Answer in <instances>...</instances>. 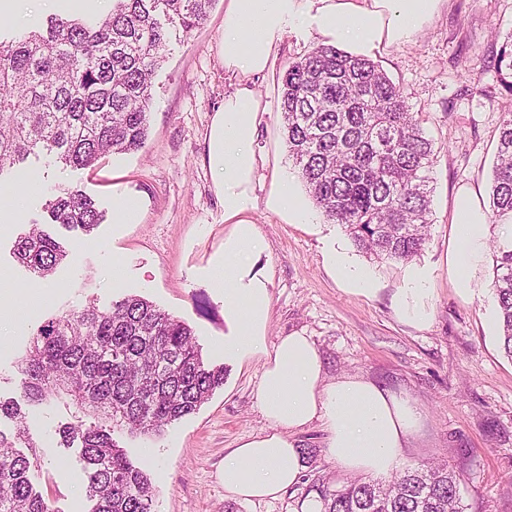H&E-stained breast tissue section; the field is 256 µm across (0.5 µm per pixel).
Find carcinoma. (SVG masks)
<instances>
[{
	"instance_id": "carcinoma-1",
	"label": "carcinoma",
	"mask_w": 512,
	"mask_h": 512,
	"mask_svg": "<svg viewBox=\"0 0 512 512\" xmlns=\"http://www.w3.org/2000/svg\"><path fill=\"white\" fill-rule=\"evenodd\" d=\"M214 3L113 0L104 16L55 15L43 28L0 40V175L42 151L88 168L111 153L142 149L168 42L189 36ZM495 65L512 96V43L501 46ZM280 91L289 157L323 216L369 257L417 256L429 236L435 149L401 88L373 60L321 45L288 64ZM489 203L495 220L512 217V110L500 127ZM46 208L54 223L88 234L103 220L79 189L59 191ZM14 256L45 279L66 251L34 224ZM491 288L512 358V243L494 250ZM18 365L27 401L64 395L76 410L63 438L82 448L90 512H152L150 475L111 429L153 436L224 384V369L205 363L193 329L137 295L43 322ZM0 414L14 421L11 434L0 429V512H54L30 479L37 454L19 451L36 447L27 413L0 400ZM312 490L322 512H463L458 477L445 463L340 490L322 481Z\"/></svg>"
}]
</instances>
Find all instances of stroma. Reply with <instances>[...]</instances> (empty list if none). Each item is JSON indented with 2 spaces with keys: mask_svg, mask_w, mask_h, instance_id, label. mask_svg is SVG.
<instances>
[{
  "mask_svg": "<svg viewBox=\"0 0 512 512\" xmlns=\"http://www.w3.org/2000/svg\"><path fill=\"white\" fill-rule=\"evenodd\" d=\"M224 2L215 3L189 38L172 39L155 77L149 137L144 148L115 154L89 168H73L42 155L29 157L30 179L22 212L0 197L5 228L0 231V290L11 299L0 305V399L22 395L17 360L45 320L93 302L107 307L135 294L188 323L208 364L224 369V384L194 413L155 436L115 429L113 438L151 477L154 512H298L316 479L339 489L347 476L329 462L320 423L294 438L304 451L302 481L281 495L245 502L224 493V457L241 441L269 430L255 390L263 360L224 357V338L234 330L224 300L211 288L208 272L224 257L229 225L203 159L211 117L231 86L220 58ZM512 35V0H448L431 24L410 44L376 61L403 89L434 143L431 172L432 226L423 250L407 263L380 262L359 253L344 230L318 219L292 224L269 209L274 176L304 183L288 157L282 132L280 77L289 62L318 47L315 38L288 35L278 58L257 89L271 111L254 135L258 170L254 220L264 250L257 262L269 279L268 342L292 332L311 336L326 380L359 375L408 397L422 420L405 449L402 468L447 461L460 476L464 512H512V359L499 342L497 300L491 288L492 245L503 241L501 226L489 223L488 252L477 269L473 293L460 295L448 273L456 240L453 199L462 188L488 194L499 127L512 96L500 84L494 58ZM90 195L106 219L91 234L50 223L44 210L55 188ZM132 202L133 223L115 208ZM67 251L49 279L37 280L14 256L16 239L30 223ZM344 251L375 275L376 292L366 298L348 291L330 263ZM425 277L431 288L429 320H404L393 306L407 280ZM40 284L41 299L27 290ZM40 466L35 489L55 512H89L84 463L78 448L64 447L60 432L73 420L65 399L26 406Z\"/></svg>",
  "mask_w": 512,
  "mask_h": 512,
  "instance_id": "1",
  "label": "stroma"
}]
</instances>
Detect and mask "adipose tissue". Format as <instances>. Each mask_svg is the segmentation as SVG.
Instances as JSON below:
<instances>
[{
    "label": "adipose tissue",
    "instance_id": "obj_1",
    "mask_svg": "<svg viewBox=\"0 0 512 512\" xmlns=\"http://www.w3.org/2000/svg\"><path fill=\"white\" fill-rule=\"evenodd\" d=\"M445 3L226 0L221 58L236 85L212 117L207 165L224 205V221L233 231L224 239V270L212 273L211 285L222 293L228 319L237 327L224 339L225 357L265 358L255 397L271 425L225 456L224 491L234 499L260 501L294 487L303 464L293 434L313 422L321 424L327 457L338 473L382 477L398 468L421 421L414 401L371 380L344 376L325 381L322 358L309 336L292 333L272 344L267 341L264 328L271 303L268 281L255 269L263 248L252 218L258 157L250 134L258 130L269 107L253 83L269 71L287 29L304 25L323 43L373 56L414 41ZM268 204L287 213L292 224L317 219L287 179L274 184ZM489 221L478 193L459 190L453 202L457 248L450 272L461 294L472 291V272L484 256Z\"/></svg>",
    "mask_w": 512,
    "mask_h": 512
}]
</instances>
